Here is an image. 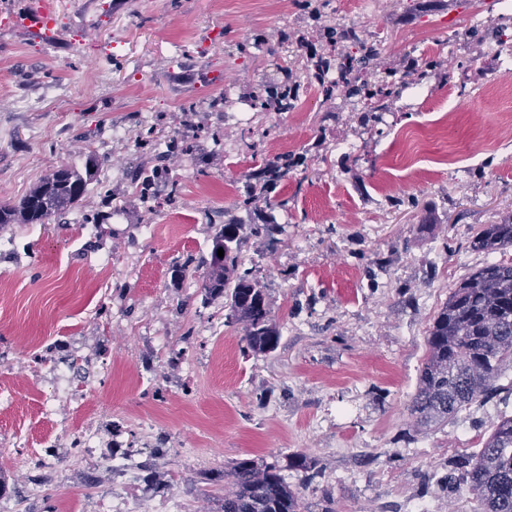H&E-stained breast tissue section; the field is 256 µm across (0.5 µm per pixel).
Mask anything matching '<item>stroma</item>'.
<instances>
[{
  "mask_svg": "<svg viewBox=\"0 0 512 512\" xmlns=\"http://www.w3.org/2000/svg\"><path fill=\"white\" fill-rule=\"evenodd\" d=\"M30 2L0 0V202H18L92 149L111 175L65 223L0 230V482L38 512L23 458L88 425L108 443L118 421L137 426L141 443L167 438L153 470L177 482L152 499L157 512L172 496L215 512L217 488L205 478L240 458L278 461L309 512H321L327 494L336 512H470V498L422 491L423 475L477 447L512 415V400L474 402L429 431L406 407L435 314L486 260L470 238L512 217V54L470 39L477 24L512 17V0H430L409 12L397 0H331L338 20L380 40L387 71L434 58L448 75L403 90L369 128L351 104L314 88L300 116L256 117L245 90L279 80L290 49L261 45L245 59L234 43L288 28L294 0H45L53 25L38 34L24 22ZM223 94L232 100L225 118L194 119L207 161L170 159L176 201L143 209L128 192L137 127L166 138L188 107ZM247 128L252 152L241 141ZM288 149L303 168L258 200L281 242L271 249L248 236L243 245L281 340L247 355L240 329L203 305L196 281L174 283L171 271L207 250L216 225L248 224L238 205L245 173L256 156ZM395 197L417 205L392 209ZM426 212L430 234L417 230ZM105 304L106 324L97 317ZM55 341L90 361L68 370L80 403L61 417L50 412L54 374L34 369ZM297 453L317 459L321 478L308 484L289 468ZM95 476L86 489L84 469L60 464L58 512H107L134 489V471L120 463Z\"/></svg>",
  "mask_w": 512,
  "mask_h": 512,
  "instance_id": "obj_1",
  "label": "stroma"
}]
</instances>
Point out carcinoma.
<instances>
[{
    "label": "carcinoma",
    "instance_id": "obj_1",
    "mask_svg": "<svg viewBox=\"0 0 512 512\" xmlns=\"http://www.w3.org/2000/svg\"><path fill=\"white\" fill-rule=\"evenodd\" d=\"M299 21L281 35V42L304 43L313 34L319 47L282 61V71L292 76L291 83L260 82L250 91L256 116L266 112H286L296 106L305 89L315 86L325 99L342 95L360 104L366 118L388 112L400 98L405 76L386 81L370 80L383 70L381 43L361 36L355 27L337 21L330 10L331 0H296ZM351 44L356 51L337 55L336 47ZM199 146L194 131L186 127L170 136L166 151L138 162L131 174V185L146 208L155 201V191L169 187L168 198L178 194L170 181L167 157L172 154L196 159ZM105 158L89 152L84 169L64 164L41 177L17 204L0 203V228L8 224H46L75 209L95 179ZM304 163L303 157L288 153L262 160L255 170L244 175L245 195L239 205L253 216V235L271 246L280 243L278 225L269 221L257 207L256 186H273ZM240 225L222 224L210 238L207 254L196 263L189 258L174 267L173 278L182 282L198 278L202 302L224 300V324L242 332L245 352L271 353L281 339L279 327L270 318L266 292L250 268L243 266V241ZM470 247L487 255L498 253L500 259L487 261L452 290L448 300L434 317L427 331V355L420 369L418 383L408 411L422 430H430L456 417L472 402L497 398L502 392L512 394V383L499 384L500 366L512 361V219L498 224H484L472 236ZM224 256L218 257V249ZM64 362L81 368L88 359L78 356L65 345H48L36 363ZM122 448L112 455L131 460L141 454L136 448L137 434L127 430ZM297 469L312 482L320 476L315 463L304 455L292 457ZM139 483L155 494L163 493L153 467L147 460L135 464ZM54 481L49 468L31 461L28 482L40 488ZM224 482L217 512H307L301 497L281 475L278 463L258 462L252 458L235 461L217 476ZM462 494L474 503L472 512H512V416L503 419L494 432L481 442L473 454L457 453L448 457L442 471L428 474L422 489L431 483Z\"/></svg>",
    "mask_w": 512,
    "mask_h": 512
}]
</instances>
